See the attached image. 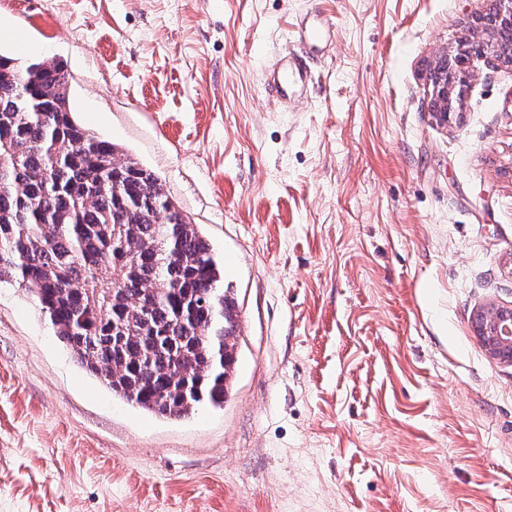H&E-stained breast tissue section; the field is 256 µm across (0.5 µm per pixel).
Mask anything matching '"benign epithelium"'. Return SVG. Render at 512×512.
<instances>
[{"instance_id":"obj_1","label":"benign epithelium","mask_w":512,"mask_h":512,"mask_svg":"<svg viewBox=\"0 0 512 512\" xmlns=\"http://www.w3.org/2000/svg\"><path fill=\"white\" fill-rule=\"evenodd\" d=\"M483 57L512 66V0H492L490 7L473 13L456 46L437 51L425 65L427 111L435 120L459 118L464 88L475 77L473 61ZM473 328L491 356L512 360L511 306L478 312Z\"/></svg>"}]
</instances>
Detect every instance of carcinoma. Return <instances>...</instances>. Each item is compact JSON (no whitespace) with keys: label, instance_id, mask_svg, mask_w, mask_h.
Masks as SVG:
<instances>
[{"label":"carcinoma","instance_id":"1","mask_svg":"<svg viewBox=\"0 0 512 512\" xmlns=\"http://www.w3.org/2000/svg\"><path fill=\"white\" fill-rule=\"evenodd\" d=\"M27 73L23 99L12 93ZM0 283L112 394L165 418L221 407L238 312L198 225L163 184L78 123L57 61L0 54Z\"/></svg>","mask_w":512,"mask_h":512}]
</instances>
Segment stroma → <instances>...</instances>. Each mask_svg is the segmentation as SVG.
<instances>
[{
  "mask_svg": "<svg viewBox=\"0 0 512 512\" xmlns=\"http://www.w3.org/2000/svg\"><path fill=\"white\" fill-rule=\"evenodd\" d=\"M483 0H0V53L150 169L237 302L223 407L152 415L0 285V512H512V67L421 77ZM330 25L302 93L265 87ZM330 36L320 16L314 14L312 18L306 21L300 39L305 49L316 50L325 42L327 36ZM473 328L491 356L512 360V307L510 305L478 312L473 319Z\"/></svg>",
  "mask_w": 512,
  "mask_h": 512,
  "instance_id": "stroma-1",
  "label": "stroma"
}]
</instances>
